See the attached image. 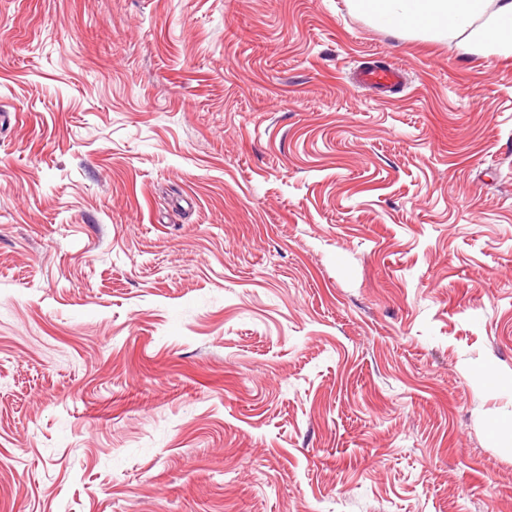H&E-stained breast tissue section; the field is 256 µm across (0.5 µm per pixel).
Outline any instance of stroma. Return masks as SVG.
Here are the masks:
<instances>
[{
  "label": "stroma",
  "instance_id": "35a3bbf8",
  "mask_svg": "<svg viewBox=\"0 0 512 512\" xmlns=\"http://www.w3.org/2000/svg\"><path fill=\"white\" fill-rule=\"evenodd\" d=\"M1 112L0 512H512V56L0 0ZM400 71L394 66L385 68H365L358 74L357 81L360 85L387 89L399 83Z\"/></svg>",
  "mask_w": 512,
  "mask_h": 512
}]
</instances>
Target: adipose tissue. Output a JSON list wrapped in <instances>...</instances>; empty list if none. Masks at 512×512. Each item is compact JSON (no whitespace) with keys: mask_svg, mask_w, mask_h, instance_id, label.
<instances>
[{"mask_svg":"<svg viewBox=\"0 0 512 512\" xmlns=\"http://www.w3.org/2000/svg\"><path fill=\"white\" fill-rule=\"evenodd\" d=\"M353 10L373 25L396 33L427 32L452 37L467 53L512 55V41L499 32L512 23V0H351Z\"/></svg>","mask_w":512,"mask_h":512,"instance_id":"ef3b65f1","label":"adipose tissue"}]
</instances>
